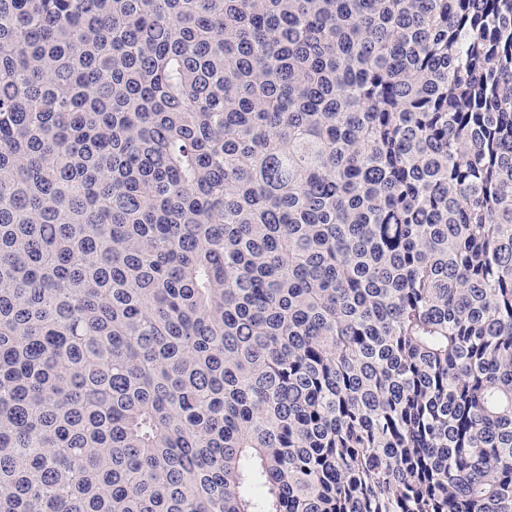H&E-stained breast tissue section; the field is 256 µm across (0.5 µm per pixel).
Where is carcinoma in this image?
<instances>
[{
    "label": "carcinoma",
    "instance_id": "cac0c4a2",
    "mask_svg": "<svg viewBox=\"0 0 512 512\" xmlns=\"http://www.w3.org/2000/svg\"><path fill=\"white\" fill-rule=\"evenodd\" d=\"M0 512H512V0H0Z\"/></svg>",
    "mask_w": 512,
    "mask_h": 512
}]
</instances>
